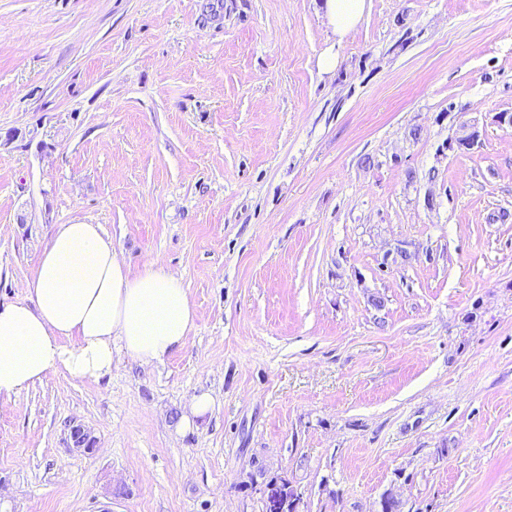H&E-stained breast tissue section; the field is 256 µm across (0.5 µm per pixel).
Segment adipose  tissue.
Listing matches in <instances>:
<instances>
[{
  "mask_svg": "<svg viewBox=\"0 0 512 512\" xmlns=\"http://www.w3.org/2000/svg\"><path fill=\"white\" fill-rule=\"evenodd\" d=\"M0 305V397L63 371L98 382L112 350L142 366L184 347L195 309L181 278L153 262L133 274L95 224H58L27 284Z\"/></svg>",
  "mask_w": 512,
  "mask_h": 512,
  "instance_id": "obj_1",
  "label": "adipose tissue"
}]
</instances>
